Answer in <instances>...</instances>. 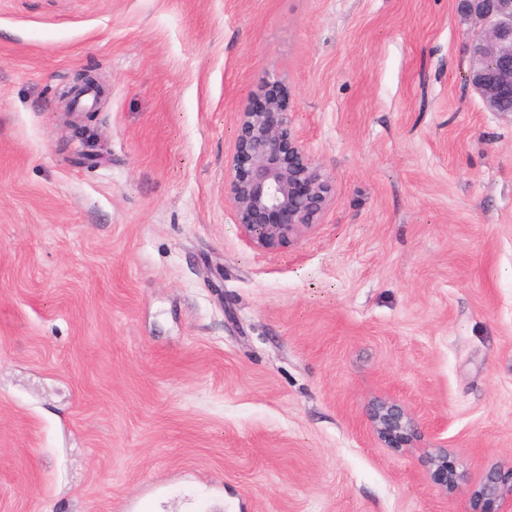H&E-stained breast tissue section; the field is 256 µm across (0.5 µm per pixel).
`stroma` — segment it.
Listing matches in <instances>:
<instances>
[{"mask_svg":"<svg viewBox=\"0 0 512 512\" xmlns=\"http://www.w3.org/2000/svg\"><path fill=\"white\" fill-rule=\"evenodd\" d=\"M457 5L0 0V512H470L512 467V113ZM273 78L335 199L263 253L224 177ZM380 398L417 447L377 440ZM377 438L385 447L402 453L420 441L419 423L401 403L394 400H374L365 410ZM425 463L434 470L435 476L442 486L448 488L457 486L462 480V475L456 471L455 466L448 464L447 449L439 450L437 453L426 458Z\"/></svg>","mask_w":512,"mask_h":512,"instance_id":"1","label":"stroma"}]
</instances>
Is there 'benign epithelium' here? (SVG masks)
Returning <instances> with one entry per match:
<instances>
[{
    "label": "benign epithelium",
    "instance_id": "obj_1",
    "mask_svg": "<svg viewBox=\"0 0 512 512\" xmlns=\"http://www.w3.org/2000/svg\"><path fill=\"white\" fill-rule=\"evenodd\" d=\"M466 16L478 25L472 40L468 82L491 112L512 102V0H466ZM263 102L250 101L238 113L229 178L224 196L241 237L255 250L278 251L320 223L333 200L330 177L311 157L294 126L291 91L284 82H267ZM85 119L67 123L69 137L98 144ZM377 438L402 453L420 441L419 423L401 403L379 399L365 410ZM443 486L455 487L462 475L448 463V450L426 458ZM479 512H512V467L488 470L471 491Z\"/></svg>",
    "mask_w": 512,
    "mask_h": 512
}]
</instances>
